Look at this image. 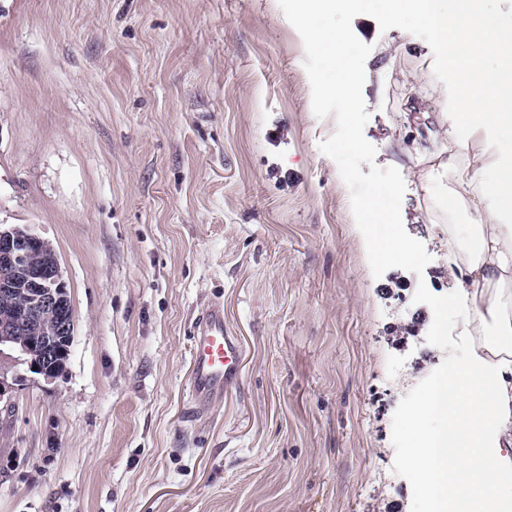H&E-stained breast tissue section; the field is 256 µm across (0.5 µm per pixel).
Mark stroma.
<instances>
[{"label":"stroma","mask_w":512,"mask_h":512,"mask_svg":"<svg viewBox=\"0 0 512 512\" xmlns=\"http://www.w3.org/2000/svg\"><path fill=\"white\" fill-rule=\"evenodd\" d=\"M370 44L364 134L400 170L422 274L374 278L277 0H0V225L52 243L64 373L0 405V512H410L393 414L443 361L419 283L447 293L435 151L451 75L422 39ZM224 302L240 386L188 418L197 310Z\"/></svg>","instance_id":"stroma-1"}]
</instances>
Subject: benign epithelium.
<instances>
[{"mask_svg":"<svg viewBox=\"0 0 512 512\" xmlns=\"http://www.w3.org/2000/svg\"><path fill=\"white\" fill-rule=\"evenodd\" d=\"M0 356L18 353L28 371L52 380L66 362L62 345L73 335L67 285L53 246L25 226H0ZM25 324L33 339L16 345L17 326Z\"/></svg>","mask_w":512,"mask_h":512,"instance_id":"7a95c632","label":"benign epithelium"}]
</instances>
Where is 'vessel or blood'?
<instances>
[{
  "label": "vessel or blood",
  "mask_w": 512,
  "mask_h": 512,
  "mask_svg": "<svg viewBox=\"0 0 512 512\" xmlns=\"http://www.w3.org/2000/svg\"><path fill=\"white\" fill-rule=\"evenodd\" d=\"M242 347L224 323V306L213 301L197 314L190 346L189 403L203 411L222 400L241 378Z\"/></svg>",
  "instance_id": "vessel-or-blood-1"
}]
</instances>
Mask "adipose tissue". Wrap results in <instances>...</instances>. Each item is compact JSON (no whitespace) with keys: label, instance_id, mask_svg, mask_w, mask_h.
Masks as SVG:
<instances>
[{"label":"adipose tissue","instance_id":"obj_1","mask_svg":"<svg viewBox=\"0 0 512 512\" xmlns=\"http://www.w3.org/2000/svg\"><path fill=\"white\" fill-rule=\"evenodd\" d=\"M396 7L431 29L434 66L456 73L450 125L440 135L459 152L426 176L443 198L469 209L466 227H448L454 289L439 297L434 325L446 332L449 308L462 311L468 356L422 396L421 413L444 426L424 430L410 418V457L432 512H512L504 493L512 488V148L500 143L512 131V107L487 66L512 62V19L492 31L480 18L461 26L442 0H396Z\"/></svg>","mask_w":512,"mask_h":512}]
</instances>
